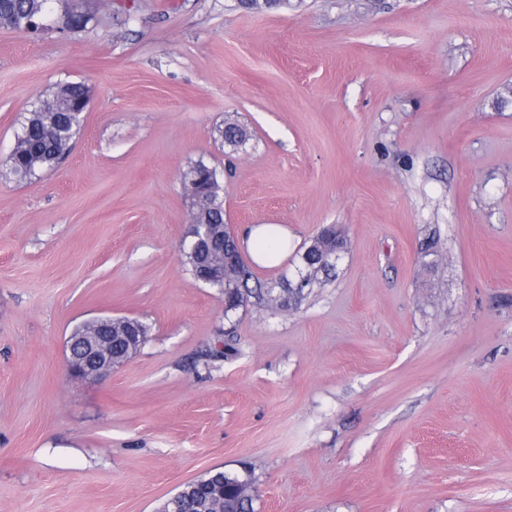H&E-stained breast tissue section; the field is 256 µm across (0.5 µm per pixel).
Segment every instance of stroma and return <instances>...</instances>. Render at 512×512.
Here are the masks:
<instances>
[{
    "label": "stroma",
    "instance_id": "stroma-1",
    "mask_svg": "<svg viewBox=\"0 0 512 512\" xmlns=\"http://www.w3.org/2000/svg\"><path fill=\"white\" fill-rule=\"evenodd\" d=\"M86 5L82 32L0 29V512H159L213 469L251 472L255 512H512V0ZM69 81L81 130L16 181V129ZM197 160L231 229L291 231L262 288L344 230L299 309L225 315L182 262ZM104 315L147 339L74 379ZM115 328L116 333H120L119 324H112V330L107 336H76L67 344L66 365L69 374L78 380H102L112 374V370L122 365L128 358L134 354L133 345L135 339L143 343L145 336H136L140 333L136 330V334L129 336L131 339L129 350L131 354L121 362H117L112 357V336H118L114 341L123 340L125 336L113 335ZM128 350V351H129Z\"/></svg>",
    "mask_w": 512,
    "mask_h": 512
}]
</instances>
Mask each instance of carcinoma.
<instances>
[{
    "label": "carcinoma",
    "mask_w": 512,
    "mask_h": 512,
    "mask_svg": "<svg viewBox=\"0 0 512 512\" xmlns=\"http://www.w3.org/2000/svg\"><path fill=\"white\" fill-rule=\"evenodd\" d=\"M46 0H0V26L6 29L27 31L29 25L40 19L46 11ZM89 91L82 83H67L52 95L38 99L27 113L16 132L17 148L9 157V170L18 180H31L39 173L54 168L65 156L70 143L80 129L84 114L73 113L79 99ZM224 145L236 150L248 141L246 130L235 122H228L220 131ZM184 181L196 185L203 196L207 219L217 235L229 234L224 224L223 185L216 168L204 161H196L182 172ZM218 276L211 287L224 296V314L239 309L242 296L252 297L248 282L253 278L250 267L243 259L234 265H219L214 257ZM257 298L281 309L297 307L304 299V290L294 291L288 287L274 295V289L259 292ZM252 480L249 473L217 470L206 476L184 484L185 508L189 512H254L253 502H247L234 489L240 480Z\"/></svg>",
    "instance_id": "cac0c4a2"
}]
</instances>
